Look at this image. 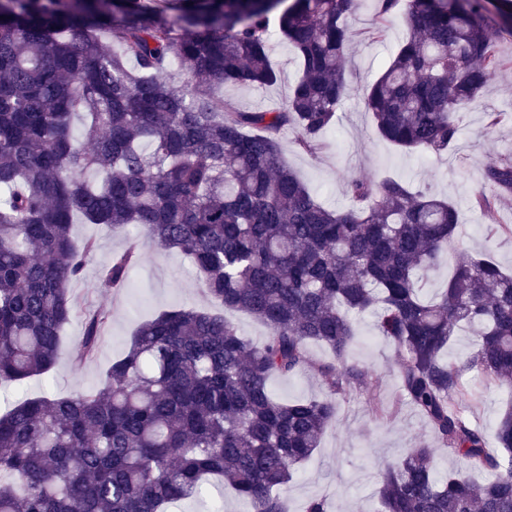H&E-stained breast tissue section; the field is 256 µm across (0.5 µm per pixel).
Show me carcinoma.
<instances>
[{
    "instance_id": "cac0c4a2",
    "label": "carcinoma",
    "mask_w": 512,
    "mask_h": 512,
    "mask_svg": "<svg viewBox=\"0 0 512 512\" xmlns=\"http://www.w3.org/2000/svg\"><path fill=\"white\" fill-rule=\"evenodd\" d=\"M180 24L141 0H0V384L50 373L61 333L81 316L76 358L92 356L109 314H80L70 283L95 242L74 219L134 230L186 257L207 296L269 330L255 346L221 313L174 309L144 322L105 386L46 393L0 413V512H166L224 481L247 512H286L282 490L320 447L339 399L367 387L349 362L351 313L370 312L400 357L401 401L464 468L442 477L420 444L377 473L380 512H512V407L487 432L464 414V372L512 387V274L457 254L439 295L429 272L455 243L451 202L390 178L358 179L336 210L282 161L279 135L314 154L347 90L344 52L355 0H178ZM386 36L398 0H376ZM499 17L482 0H408V34L364 90L375 134L406 152L440 155L459 114L508 64ZM300 75L273 111H243L219 85L266 88L271 16ZM134 61V67L127 63ZM85 117L83 138L71 117ZM512 194V159L486 169ZM137 244L104 270L125 288ZM476 340L464 360L452 336ZM326 345L322 396L284 403L270 388ZM494 441L499 452L488 448ZM490 473L473 482L470 470Z\"/></svg>"
}]
</instances>
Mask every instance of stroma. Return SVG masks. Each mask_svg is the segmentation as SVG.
I'll use <instances>...</instances> for the list:
<instances>
[{
  "instance_id": "obj_1",
  "label": "stroma",
  "mask_w": 512,
  "mask_h": 512,
  "mask_svg": "<svg viewBox=\"0 0 512 512\" xmlns=\"http://www.w3.org/2000/svg\"><path fill=\"white\" fill-rule=\"evenodd\" d=\"M375 0H358L349 16L356 33L344 54L348 92L339 110L336 126L327 134L324 147L314 154L302 151L292 131L283 132L280 144L284 161L329 208L350 205L346 187L351 180L391 176L414 188L435 194L456 204L464 214L458 229V247L471 253L491 254L503 268L512 267V240H491L486 234V217L475 206L483 190L486 168L498 160L512 158V36H505L501 52L509 64L491 81L483 95L460 116V135L448 152L440 155L405 153L376 137L371 117L365 111V86L383 69L395 47L405 39L406 5L399 0L396 18L385 39L372 38L370 29L376 15ZM271 62L280 79L260 90L228 85L224 98L244 111L273 110L288 97L298 75L294 51L281 38L271 41ZM502 113L499 126L485 127V115ZM76 242L92 239L97 249L83 275L73 282L72 293L81 308L107 309L111 318L95 354L85 362L72 361L71 354L82 339L80 321H72L62 334L63 357L49 379H30L22 387L7 386L1 392L13 401L41 395L45 391L68 395L102 386L112 361L128 347L138 325L163 311L178 308L214 310L190 262L175 252H166L137 240L135 233H112L96 224L75 219ZM137 242L139 259L129 272L130 285L114 289L102 273L114 253ZM360 339L349 359L363 368L374 389H355L339 401L336 420L325 431L321 446L303 464L289 483L286 496L290 512H304L307 501L325 498L329 512H377L378 469L404 449L419 442H432L427 424L410 406H403L397 418L380 417L379 409L391 403L397 393L399 358L375 329L372 314L357 315ZM311 367L289 377L275 376L270 387L282 401L310 398L324 391L317 364L329 361L330 350L319 343L309 346ZM471 395L466 413L473 424L492 430L512 392L485 389L476 370L464 374Z\"/></svg>"
}]
</instances>
